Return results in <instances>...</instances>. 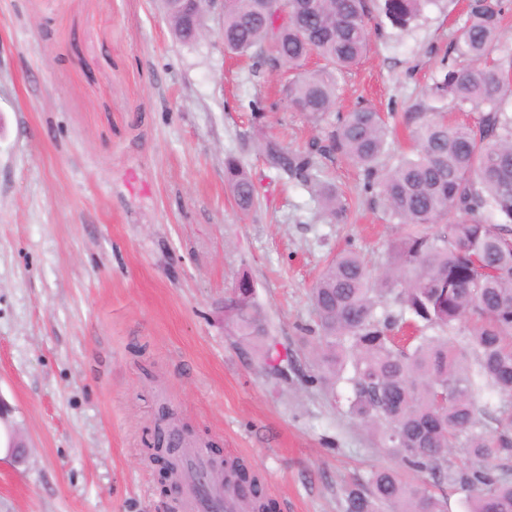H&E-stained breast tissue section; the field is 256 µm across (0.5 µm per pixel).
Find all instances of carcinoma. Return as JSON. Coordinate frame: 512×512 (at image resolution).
Instances as JSON below:
<instances>
[{"label":"carcinoma","instance_id":"obj_1","mask_svg":"<svg viewBox=\"0 0 512 512\" xmlns=\"http://www.w3.org/2000/svg\"><path fill=\"white\" fill-rule=\"evenodd\" d=\"M425 0H382L393 28L404 31ZM504 0H468L448 53L456 63L431 87L435 97L480 113L477 125H452L430 112H410L414 155L379 169L390 129L383 116L358 107L336 116L329 149L360 167L365 189L403 226L374 274L354 249L336 254L310 298L318 336L307 383L349 388L346 413L375 432L397 466L376 467L346 487L343 512H445L431 484L464 494L465 512H512V473L493 461L512 457V407L489 425L481 392L512 395V46L500 40ZM174 37L190 43L205 26L199 0H169ZM368 0H225L224 49L257 68L272 58L298 70L286 97L315 124L330 117L337 79L369 45ZM312 54L323 66L300 70ZM267 165L298 178L344 224L348 207L323 179L312 151L291 150L264 135ZM225 183L247 212L256 185L241 160L224 158ZM244 275L224 299L226 329L259 346L269 324ZM417 335L407 344L394 331ZM228 466L255 493L245 512H275L257 476L241 461ZM426 474L409 482L403 471Z\"/></svg>","mask_w":512,"mask_h":512}]
</instances>
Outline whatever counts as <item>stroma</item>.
Returning <instances> with one entry per match:
<instances>
[{"mask_svg":"<svg viewBox=\"0 0 512 512\" xmlns=\"http://www.w3.org/2000/svg\"><path fill=\"white\" fill-rule=\"evenodd\" d=\"M467 0H434L403 32L369 0L370 47L338 80L336 108L391 117L382 167L410 151L407 113L474 124L431 97ZM192 44L160 0H0V512H172L146 450L170 407L193 443L260 475L276 512H342L345 487L392 465L345 400L311 386L308 294L337 252L382 265L402 227L336 154L319 167L349 206L328 223L309 189L267 167L247 136L325 137L288 104L290 73L224 48L222 16ZM264 100L263 117L252 103ZM252 175L241 213L224 158ZM283 376L224 328L241 275Z\"/></svg>","mask_w":512,"mask_h":512,"instance_id":"obj_1","label":"stroma"}]
</instances>
